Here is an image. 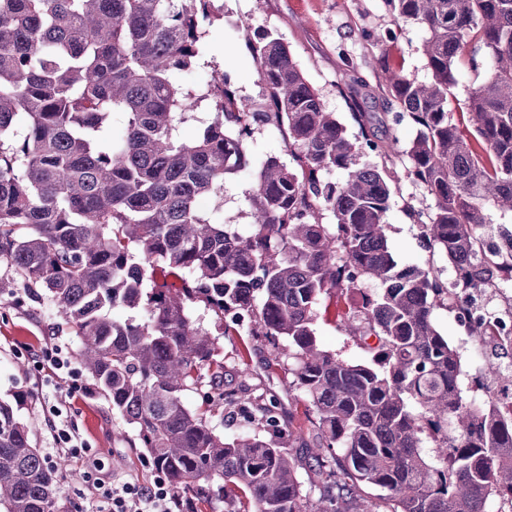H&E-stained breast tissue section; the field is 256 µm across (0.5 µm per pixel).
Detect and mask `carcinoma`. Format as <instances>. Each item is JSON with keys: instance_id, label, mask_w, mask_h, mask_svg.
<instances>
[{"instance_id": "carcinoma-1", "label": "carcinoma", "mask_w": 512, "mask_h": 512, "mask_svg": "<svg viewBox=\"0 0 512 512\" xmlns=\"http://www.w3.org/2000/svg\"><path fill=\"white\" fill-rule=\"evenodd\" d=\"M383 2L426 31L431 78L381 57L378 82L392 121L417 127L402 169L434 201L415 216L453 265L450 285L388 247L392 145L364 112L349 138L281 37L250 42L265 91L252 101L224 73L200 89L179 81L224 18L213 0H0V259L78 338L93 385L186 512L217 498L224 512H486L493 497L512 500V398L468 400L460 353L432 322L446 304L468 335L512 347L476 308L512 283V229L487 234V209L512 211V0ZM480 53L491 68L460 101L457 65ZM203 105L197 136L181 140ZM267 124L293 164L267 159L250 224H220L199 201L224 198ZM364 153L382 164H360ZM331 170L345 177L323 181ZM368 280L382 293L363 291ZM338 295L353 300L341 317L369 362L317 344V305ZM116 308L130 316L111 318ZM196 309L272 346L310 428L282 424L274 398L224 386ZM488 381L508 391L512 370L491 362L474 387ZM188 389L201 392L195 409ZM226 411L247 426L230 441L212 425ZM58 501L17 409L0 401V512H60Z\"/></svg>"}]
</instances>
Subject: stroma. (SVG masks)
Returning a JSON list of instances; mask_svg holds the SVG:
<instances>
[{"mask_svg":"<svg viewBox=\"0 0 512 512\" xmlns=\"http://www.w3.org/2000/svg\"><path fill=\"white\" fill-rule=\"evenodd\" d=\"M223 7L224 19L208 27L206 54L191 72L182 74L187 87L208 84L214 70L229 74L240 97L257 100L263 94L248 40L254 33L269 30L280 34L307 80L320 92L326 111L335 113L347 136L358 128L351 109L340 94L339 85L349 77L342 63L351 57L363 80L358 103L361 111L372 113L378 136L393 140L396 151H403L415 138L417 129L409 122L393 124L377 85L372 59L385 56L403 65L406 72L421 81L430 72L422 53L426 37L423 28L402 24L395 42L375 43L374 33L393 27L394 20L383 0H216ZM276 157L290 162L280 132L271 125L256 130L248 148L246 166L230 175L224 183V207L218 219L228 224H248V197L253 173L266 159ZM423 191L404 180L393 188L387 214L388 246L404 266L434 267L445 282L454 272L447 259L433 255L412 210L431 206ZM0 278L12 280L11 288L0 292V399L17 404L19 416L29 428L37 448L53 467L60 484V512H87L91 502L88 473L104 480H135L152 484L157 476L135 434L113 411L100 392H74L73 387L87 382L80 362L79 341L55 318L49 305L30 298L22 281L16 280L0 263ZM314 323L317 341L324 349L352 361H364L367 355L346 335L333 300L320 303ZM437 330L456 346L462 356L467 377L480 375L485 367L478 354L484 345L469 336L457 322L454 312L441 306L434 310ZM228 384L244 383L251 395L276 398L283 418L293 425L305 424L304 406L289 388L290 375L277 366L271 348L250 336L248 329L235 327L220 336ZM59 345L70 363L69 371L48 377L38 372L36 361L41 350ZM72 427L86 447V457L77 461L57 452L53 427Z\"/></svg>","mask_w":512,"mask_h":512,"instance_id":"stroma-1","label":"stroma"}]
</instances>
